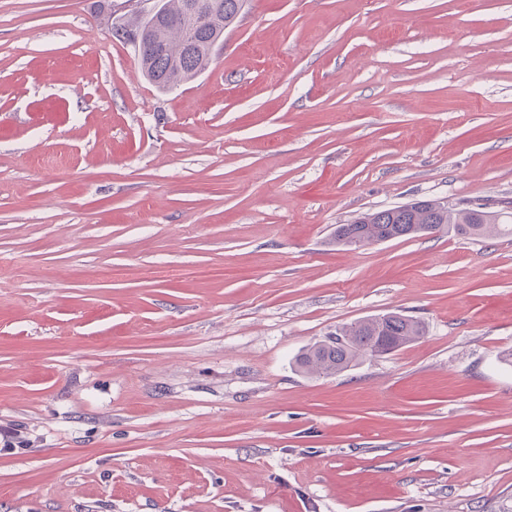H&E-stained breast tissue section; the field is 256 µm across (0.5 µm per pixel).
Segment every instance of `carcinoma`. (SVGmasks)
<instances>
[{
  "label": "carcinoma",
  "instance_id": "carcinoma-1",
  "mask_svg": "<svg viewBox=\"0 0 512 512\" xmlns=\"http://www.w3.org/2000/svg\"><path fill=\"white\" fill-rule=\"evenodd\" d=\"M245 0H160L151 15H119L116 32L140 31L144 43L138 52L147 80L163 91L192 81L213 60L224 30L233 26ZM494 229L512 236V211L488 210L481 205H448L440 199L416 200L358 215L336 225L334 243L350 246L382 239H411L440 231L477 238ZM424 323L397 312H387L336 326L326 339L303 349L295 358L304 373L332 376L347 370L363 356L390 354L424 336Z\"/></svg>",
  "mask_w": 512,
  "mask_h": 512
}]
</instances>
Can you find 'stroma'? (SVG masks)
I'll return each instance as SVG.
<instances>
[{
    "label": "stroma",
    "instance_id": "obj_1",
    "mask_svg": "<svg viewBox=\"0 0 512 512\" xmlns=\"http://www.w3.org/2000/svg\"><path fill=\"white\" fill-rule=\"evenodd\" d=\"M427 198L512 202V0H247L170 93L0 0V512H512V241H332ZM424 323L387 312L336 326L325 340L303 349L295 358L303 373L332 376L344 372L363 356L390 354L424 336Z\"/></svg>",
    "mask_w": 512,
    "mask_h": 512
}]
</instances>
